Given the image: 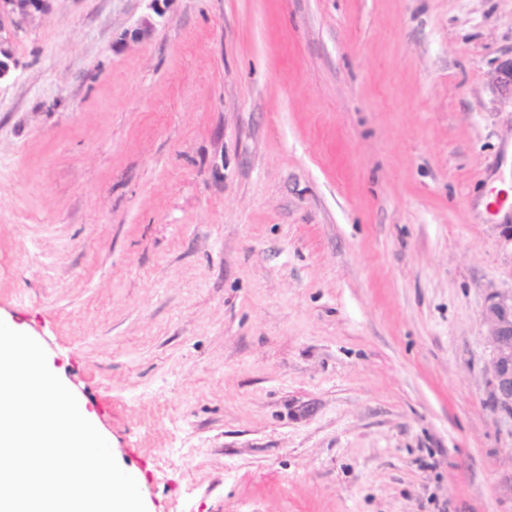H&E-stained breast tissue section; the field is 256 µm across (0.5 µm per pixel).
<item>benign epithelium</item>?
I'll return each mask as SVG.
<instances>
[{"label":"benign epithelium","mask_w":512,"mask_h":512,"mask_svg":"<svg viewBox=\"0 0 512 512\" xmlns=\"http://www.w3.org/2000/svg\"><path fill=\"white\" fill-rule=\"evenodd\" d=\"M45 0H0V32L5 26L25 27L42 9ZM480 311L482 336L487 349L484 375L488 404L512 419V290L505 291L489 281L483 285Z\"/></svg>","instance_id":"7a95c632"}]
</instances>
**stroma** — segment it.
<instances>
[{"mask_svg":"<svg viewBox=\"0 0 512 512\" xmlns=\"http://www.w3.org/2000/svg\"><path fill=\"white\" fill-rule=\"evenodd\" d=\"M12 49L0 319L147 512H512V0H46ZM483 291L480 323L488 351L483 369L488 404L512 420V290L505 291L489 281Z\"/></svg>","mask_w":512,"mask_h":512,"instance_id":"stroma-1","label":"stroma"}]
</instances>
